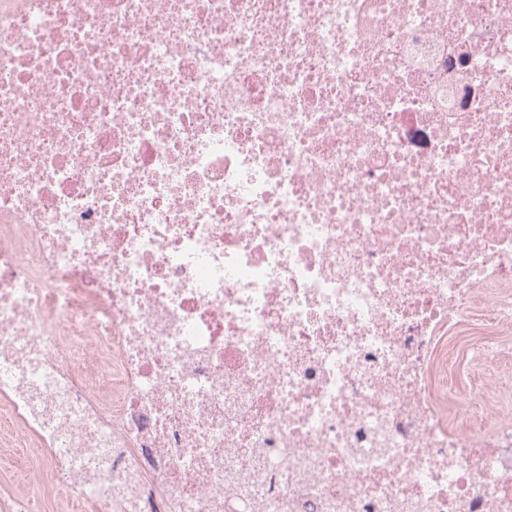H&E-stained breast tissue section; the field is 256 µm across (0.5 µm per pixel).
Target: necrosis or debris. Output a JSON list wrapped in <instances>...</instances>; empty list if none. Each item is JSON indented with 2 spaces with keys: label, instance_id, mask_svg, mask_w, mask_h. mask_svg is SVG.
Returning a JSON list of instances; mask_svg holds the SVG:
<instances>
[{
  "label": "necrosis or debris",
  "instance_id": "4bbe7bcc",
  "mask_svg": "<svg viewBox=\"0 0 512 512\" xmlns=\"http://www.w3.org/2000/svg\"><path fill=\"white\" fill-rule=\"evenodd\" d=\"M0 512H512V0H0ZM5 448H11L0 443V493L9 492H32L36 486L32 479H29L14 469H9L3 465V454Z\"/></svg>",
  "mask_w": 512,
  "mask_h": 512
}]
</instances>
